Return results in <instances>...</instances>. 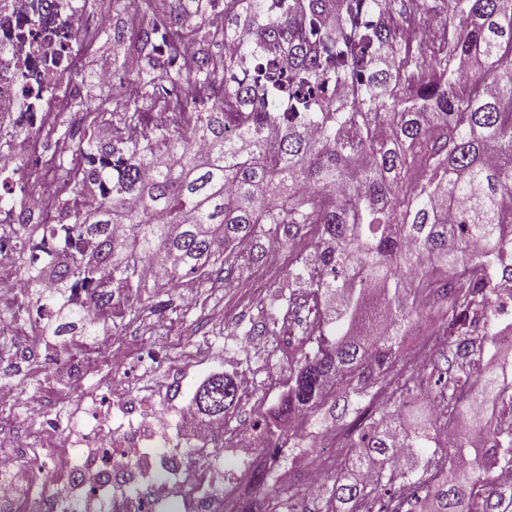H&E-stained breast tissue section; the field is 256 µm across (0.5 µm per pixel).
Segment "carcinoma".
Masks as SVG:
<instances>
[{
	"label": "carcinoma",
	"mask_w": 512,
	"mask_h": 512,
	"mask_svg": "<svg viewBox=\"0 0 512 512\" xmlns=\"http://www.w3.org/2000/svg\"><path fill=\"white\" fill-rule=\"evenodd\" d=\"M365 2L372 23L357 42L343 36ZM155 0H127L149 25L167 23L175 52L190 36L201 57L164 71L141 31L120 38L146 63L141 98L159 80L184 88L161 106L167 117L150 141L112 142V203L75 210L43 268L22 253L17 268L47 316L68 311L87 333L136 312L143 288L139 262L153 258L171 285L201 284L224 270V256L246 242L253 258L315 228L313 253L288 269L290 290L265 314L277 334L282 308L307 307L302 335L309 352L288 370L273 417L305 413L310 430L333 431L384 387L390 397L351 429L358 452L325 480V512H508L512 501L483 497L488 473L512 467V380L483 367L494 342L495 282L512 280V0H453L438 43L407 46L380 13V0H288V15L264 16L265 0H224V40L234 56L217 59L207 30L167 20ZM306 13L307 36L292 27ZM359 66L370 80L350 99L326 95ZM142 123L138 99L110 98L106 114ZM280 135L271 139L269 127ZM207 144L198 152L196 141ZM91 142L60 160L63 189L76 202L89 189L77 178ZM124 224V236L112 225ZM101 267L112 289H91ZM97 296L102 317L84 319L73 291ZM429 306L448 305L450 337H435L433 399L405 416L422 386L421 371L400 338ZM491 407L475 417L473 396ZM204 420L226 421L241 399L236 375H212L193 396ZM474 420L490 464H460ZM443 429L454 446L437 442Z\"/></svg>",
	"instance_id": "carcinoma-1"
}]
</instances>
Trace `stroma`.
<instances>
[{
	"label": "stroma",
	"mask_w": 512,
	"mask_h": 512,
	"mask_svg": "<svg viewBox=\"0 0 512 512\" xmlns=\"http://www.w3.org/2000/svg\"><path fill=\"white\" fill-rule=\"evenodd\" d=\"M82 84L84 94L76 106L60 109L54 116L57 131L66 132L72 146L79 142L76 114L97 111L106 94L90 77H83ZM313 244V236L308 235L293 247L282 248L284 264L280 267L255 261L245 253L233 254L225 264L229 277L215 276L200 286L188 283L172 290L146 288L134 315L114 319L96 336L78 331L27 337L0 333V367L24 345L51 352L50 359L36 369L8 375L13 396L0 410L10 414L12 421L1 426L0 433L13 440L17 452H24L34 428L25 414L26 404L38 398L46 416L58 422L62 437L80 440L97 419L75 414L70 386L74 379L84 391L100 398V413L116 429L124 420L109 401L115 371H122L131 397L148 407L168 404L163 383L169 377L179 378L183 393L190 396L212 374L247 371L256 379L257 388L241 399L228 425L258 439L259 425L270 420L286 389L288 370L301 355L299 322L305 312L294 310L285 320L281 333L288 336V346L272 343L253 350L247 337L259 335L260 310L268 308L278 292L287 291L289 263L299 254L310 253ZM104 338L112 341L108 354H91V347Z\"/></svg>",
	"instance_id": "stroma-1"
}]
</instances>
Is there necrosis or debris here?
<instances>
[{
	"label": "necrosis or debris",
	"mask_w": 512,
	"mask_h": 512,
	"mask_svg": "<svg viewBox=\"0 0 512 512\" xmlns=\"http://www.w3.org/2000/svg\"><path fill=\"white\" fill-rule=\"evenodd\" d=\"M97 16L98 0H0V307L26 314L33 324L42 316L16 269L23 247L19 227L57 229L74 222V207L58 176L38 175L32 168L50 155L45 131L52 113L81 89L76 79L80 38ZM112 396L119 399L129 429L108 435L92 429L87 441L95 455L78 456L71 442L41 433L25 455L0 452V477L15 469L35 470L47 452L60 467L57 484L69 493L49 495L41 512H73L76 503L97 499L106 489L142 482L147 494L113 499V512H154L176 497L183 512H242L241 502L225 500L217 506L203 491L221 465L220 451L208 440H200L194 464L182 466L181 450L170 435L174 412L164 407L143 411L124 397L118 382ZM148 448L163 449L160 461L172 481H150L155 461L145 456Z\"/></svg>",
	"instance_id": "necrosis-or-debris-1"
}]
</instances>
